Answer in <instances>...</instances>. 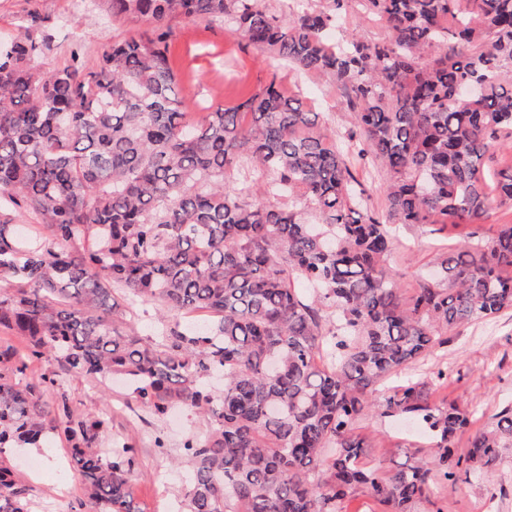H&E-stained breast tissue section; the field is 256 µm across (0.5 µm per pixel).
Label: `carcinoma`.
Masks as SVG:
<instances>
[{"instance_id": "1", "label": "carcinoma", "mask_w": 512, "mask_h": 512, "mask_svg": "<svg viewBox=\"0 0 512 512\" xmlns=\"http://www.w3.org/2000/svg\"><path fill=\"white\" fill-rule=\"evenodd\" d=\"M383 41L336 39L351 2ZM112 20L149 28L107 44L94 68L78 53L43 74V43L20 27L0 49V209L48 230L28 240L0 221V454L64 437L90 512H142L130 475L137 448H101L108 413H74L58 374L53 406L23 374L50 357L99 383L126 381L157 417H204L188 438L185 512H344L358 488L383 512H413L512 445V410L477 432L430 400L442 368L407 378L383 406L377 386L448 343L459 324L512 308V224L471 234L440 265L448 286L403 298L387 263L392 224H483L512 201V166L484 157L512 138V0H323L281 15L264 0H107ZM173 16L222 24L278 61L334 84L355 118L343 144L320 113L276 83L200 120L170 66ZM386 169L387 209H370L350 150ZM305 281L308 297L294 282ZM138 303L212 321L156 341L124 334ZM418 419L433 458L393 471L365 464L354 422L374 410ZM0 512H29L0 461Z\"/></svg>"}]
</instances>
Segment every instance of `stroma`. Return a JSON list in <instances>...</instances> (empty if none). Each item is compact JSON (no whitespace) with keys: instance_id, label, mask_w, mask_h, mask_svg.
I'll use <instances>...</instances> for the list:
<instances>
[{"instance_id":"obj_1","label":"stroma","mask_w":512,"mask_h":512,"mask_svg":"<svg viewBox=\"0 0 512 512\" xmlns=\"http://www.w3.org/2000/svg\"><path fill=\"white\" fill-rule=\"evenodd\" d=\"M70 0H0V43L17 32L18 18H36L38 29L52 40L35 60L37 69L49 73L70 61L72 50L83 51L87 65H94L103 46L112 39L145 29L144 21L128 19L113 22L106 0H95L92 10L70 16ZM174 31L171 64L180 87L189 93L193 112L208 107L237 104L258 92L269 82H277L299 95L338 136L354 128L335 85L314 74L288 65L273 66L264 50L254 47L241 35L205 21L189 22L171 18ZM467 226L430 224L402 225L396 230L395 245L388 257L390 267L399 273L404 296H411L418 284L434 274L437 257L463 241ZM182 313L158 311L151 304L134 306L127 315L126 332L144 339H156L163 326L184 322ZM448 367V384L435 394L437 404L454 405L466 413L471 424L459 431L453 443L468 448L476 430L495 424L500 412L512 405V309L497 316L471 321L457 327L448 337L447 347L416 362L410 374L425 375L437 364ZM58 372L72 407L79 412L108 410L112 416V437L133 442L138 465L132 476L131 491L141 512H163L165 505L181 501L185 483L183 468L176 460L182 454L187 436H204L203 418L188 410H177L157 418L138 408L126 386L113 382L104 386L77 372L60 368L57 362L36 361L29 365L25 380L39 385L43 373ZM353 432L365 439L368 460L380 462L383 469L395 468L406 453L431 456L435 439L416 420L403 416L382 418L370 413L355 421ZM164 448H157L156 438ZM15 471L24 487L29 512H77L84 498L85 478L69 463L66 441L47 436L36 448H9L0 454ZM417 512H512V447L501 451L499 462L489 468H476L469 478L453 489L418 504Z\"/></svg>"}]
</instances>
